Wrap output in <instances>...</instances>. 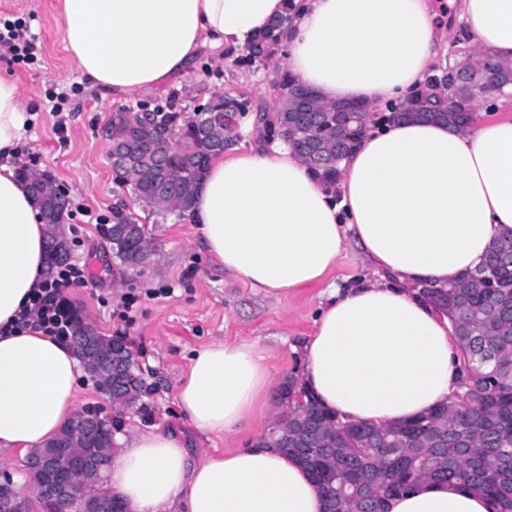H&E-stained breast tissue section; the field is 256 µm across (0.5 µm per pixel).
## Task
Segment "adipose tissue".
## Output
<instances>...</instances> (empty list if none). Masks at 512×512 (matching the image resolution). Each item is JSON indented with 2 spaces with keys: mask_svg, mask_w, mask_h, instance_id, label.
Instances as JSON below:
<instances>
[{
  "mask_svg": "<svg viewBox=\"0 0 512 512\" xmlns=\"http://www.w3.org/2000/svg\"><path fill=\"white\" fill-rule=\"evenodd\" d=\"M285 63L319 101L378 108L418 92L443 64L433 0H297ZM466 47L512 62V0H452ZM62 40L82 76L113 99L188 76L201 51L243 50L284 0H61ZM33 116L0 74V451L41 447L76 415L83 372L72 349L15 323L43 279L46 236L16 159ZM207 252L266 296L320 283L347 244L371 277L330 292L307 337L298 387L343 422L386 426L429 412L457 388L460 349L418 283L475 270L512 233V117L463 130L409 122L368 127L336 187L285 142L212 158L188 211ZM273 387L258 343L193 355L177 404L203 434L246 428ZM106 490L132 512H324L294 457L258 445L191 459L181 434L120 437ZM386 512H497L460 480L419 481Z\"/></svg>",
  "mask_w": 512,
  "mask_h": 512,
  "instance_id": "1",
  "label": "adipose tissue"
}]
</instances>
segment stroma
I'll use <instances>...</instances> for the list:
<instances>
[{
    "instance_id": "stroma-1",
    "label": "stroma",
    "mask_w": 512,
    "mask_h": 512,
    "mask_svg": "<svg viewBox=\"0 0 512 512\" xmlns=\"http://www.w3.org/2000/svg\"><path fill=\"white\" fill-rule=\"evenodd\" d=\"M17 19L27 23L39 47L37 60L28 65L0 59V71L18 79L33 114L18 163L47 173L69 196L63 230L70 259L86 265L94 280L92 287L73 289V309L100 334L126 338L145 382L138 404L129 409L113 405L91 376H83L78 410L99 411L116 420L124 433L133 428L180 432L197 457L248 447L272 427L281 410L278 397H271L267 410L257 413L241 433L200 434L176 400L190 359L195 350L213 343L256 341L268 351L274 385L299 376L298 348L316 330L321 286L279 298L256 294L206 254L196 225L174 212L155 213L135 200L112 169L105 136L117 104L110 92L83 80L65 50L58 0H0V22ZM275 67L272 61L250 66L231 57L216 63L203 56L193 75L167 81L150 98L163 101L177 94L178 106L188 116L218 92L268 105L276 97ZM60 93L65 100L56 111L50 98ZM123 206L153 244L147 265L127 266L112 251L110 218ZM125 297L133 301L129 322L119 317Z\"/></svg>"
}]
</instances>
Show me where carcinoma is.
Returning a JSON list of instances; mask_svg holds the SVG:
<instances>
[{
    "label": "carcinoma",
    "mask_w": 512,
    "mask_h": 512,
    "mask_svg": "<svg viewBox=\"0 0 512 512\" xmlns=\"http://www.w3.org/2000/svg\"><path fill=\"white\" fill-rule=\"evenodd\" d=\"M292 8L293 0H287L285 14L255 37L242 61L266 62L278 54ZM452 69L461 79L446 86V110L433 108L429 88L437 84V74L429 76L417 94L374 114L355 103L321 104L279 66L274 86L280 95L271 107H256L242 94L225 93L198 108L200 116L184 118L172 96L163 103L139 101L118 107L108 130L112 146L128 159L122 181L132 187L136 198L158 212L174 210L184 215L211 158L232 145L239 120L251 112L262 138L288 141L313 173L334 187L343 159L365 126L427 119L463 130L473 121V103L488 87L512 85L511 65L466 47L457 50ZM162 130L176 134L181 147L169 148L159 136ZM20 174L41 210L48 235L47 272L51 273L69 259L61 228L68 208L48 206L54 191L45 173L23 166ZM112 219L109 240L116 257L131 267L147 264L152 249L143 225L121 210L112 213ZM419 294L448 316L467 371L461 382L464 395L387 427L343 423L312 399L295 401V380L288 381L279 395L282 411L275 433H266L260 443L305 465L319 484L325 512H382L387 498L427 478L464 480L493 497L499 512H512V235L491 244L477 271L448 283H424ZM79 337L91 341L96 350L92 355L78 351L77 357L97 385L109 391L115 379L109 366L115 338L99 334L80 319L74 323L70 343ZM142 393V386L130 380L115 397L119 405L129 408ZM98 425L100 437L88 445L87 452L109 463L113 423L100 418ZM434 435L448 442L434 448L430 443ZM73 440L71 421L27 457L45 455Z\"/></svg>",
    "instance_id": "obj_1"
}]
</instances>
